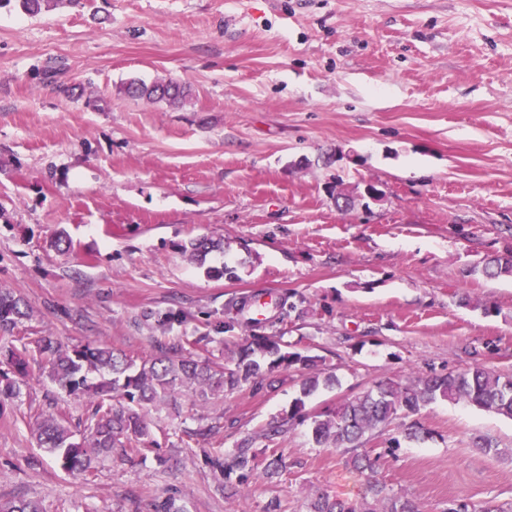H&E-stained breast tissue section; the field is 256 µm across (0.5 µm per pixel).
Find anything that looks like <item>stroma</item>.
<instances>
[{
    "label": "stroma",
    "instance_id": "obj_1",
    "mask_svg": "<svg viewBox=\"0 0 512 512\" xmlns=\"http://www.w3.org/2000/svg\"><path fill=\"white\" fill-rule=\"evenodd\" d=\"M190 85L174 108L116 95L130 80ZM382 190L380 200L366 183ZM70 251L54 242L60 233ZM223 237L237 279L207 276L176 249ZM512 250V0H81L36 16L0 8V289L32 314L19 335L105 344L138 360L167 334L209 336L232 367L251 334L320 357L333 389L301 397L275 371L200 400L180 389L147 414L168 459L102 457L82 481L40 448L28 418L85 420L34 362L0 418V501L44 512H306L325 492L357 498L347 454L307 425L261 431L297 398L317 413L388 378L478 362L512 374V278L475 272ZM293 296L290 316L248 326L242 303ZM471 303L458 305L460 295ZM498 312L482 315L479 306ZM152 320H145V313ZM429 439L388 453L377 476L422 512L449 501L512 503V420L442 401L414 415ZM216 431L200 442L188 430ZM253 438L285 463L225 495L207 455Z\"/></svg>",
    "mask_w": 512,
    "mask_h": 512
}]
</instances>
